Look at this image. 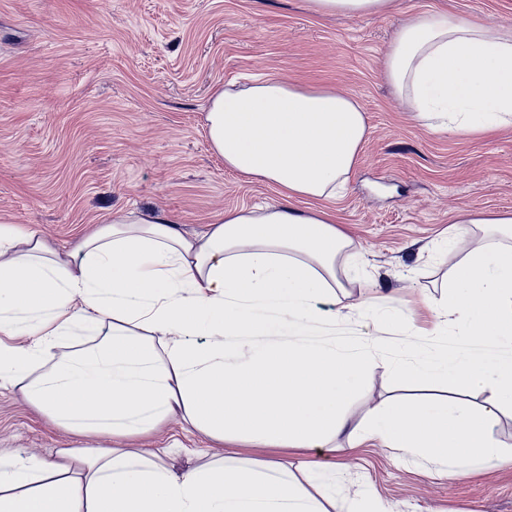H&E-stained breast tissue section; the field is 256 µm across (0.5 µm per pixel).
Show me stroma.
<instances>
[{
    "mask_svg": "<svg viewBox=\"0 0 512 512\" xmlns=\"http://www.w3.org/2000/svg\"><path fill=\"white\" fill-rule=\"evenodd\" d=\"M445 13L490 28L512 22V0H393L382 15L313 13L305 0H0V221L30 224L65 247L112 213H166L186 230L213 214L279 202L275 186L225 168L206 136L212 91L261 74L353 95L368 135L336 222L352 239L343 288L324 305L337 341L365 349L372 364L347 407L364 424L392 398H455L478 409L490 388L410 385L387 363L400 336L366 310L372 289L431 343L448 270L484 239L463 229L446 246L457 213L512 214V126L460 137L421 126L383 77L405 22ZM491 434L501 453L462 475L378 443L333 453L241 449L279 457L299 482L324 474L343 503L369 496L379 512H512V409ZM79 438L0 389V444L55 460Z\"/></svg>",
    "mask_w": 512,
    "mask_h": 512,
    "instance_id": "35a3bbf8",
    "label": "stroma"
}]
</instances>
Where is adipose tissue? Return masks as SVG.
<instances>
[{
  "label": "adipose tissue",
  "instance_id": "ef3b65f1",
  "mask_svg": "<svg viewBox=\"0 0 512 512\" xmlns=\"http://www.w3.org/2000/svg\"><path fill=\"white\" fill-rule=\"evenodd\" d=\"M384 75L431 131L512 125L511 24L411 19ZM206 127L225 167L277 186L280 203L222 212L196 232L163 213L121 212L63 251L36 229L0 224V389H19L88 440L53 461L0 450V512H374L366 498L342 506L318 472L315 498L286 461L225 454L332 452L349 428L347 403L371 363L326 338L320 306L336 300L351 241L333 213L292 202L341 197L365 111L353 96L266 75L216 89ZM444 286L443 345L389 368L410 382L488 386L493 400L479 412L452 398L388 401L361 435L442 466H484L500 455L498 413L512 407V245L469 250ZM170 421L209 464L178 470L144 449Z\"/></svg>",
  "mask_w": 512,
  "mask_h": 512
}]
</instances>
